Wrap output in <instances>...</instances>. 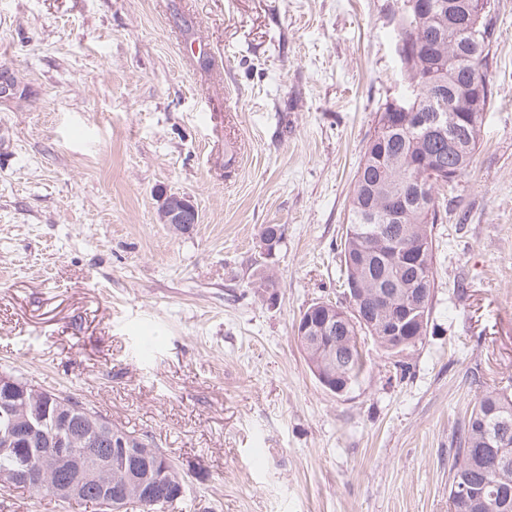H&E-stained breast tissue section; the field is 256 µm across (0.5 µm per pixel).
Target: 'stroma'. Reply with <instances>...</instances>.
Segmentation results:
<instances>
[{
    "instance_id": "obj_1",
    "label": "stroma",
    "mask_w": 512,
    "mask_h": 512,
    "mask_svg": "<svg viewBox=\"0 0 512 512\" xmlns=\"http://www.w3.org/2000/svg\"><path fill=\"white\" fill-rule=\"evenodd\" d=\"M398 7L0 0V371L163 448L190 478L165 512H448L466 415L512 392V0H491L480 146L439 196L422 343L365 340L342 395L296 344L312 301L343 298L355 175L404 90ZM163 192L191 232L160 223ZM0 512L102 510L17 489ZM160 223L171 224L182 233H188L198 222V213L191 199L184 194H163L159 200ZM187 227V230H183Z\"/></svg>"
}]
</instances>
